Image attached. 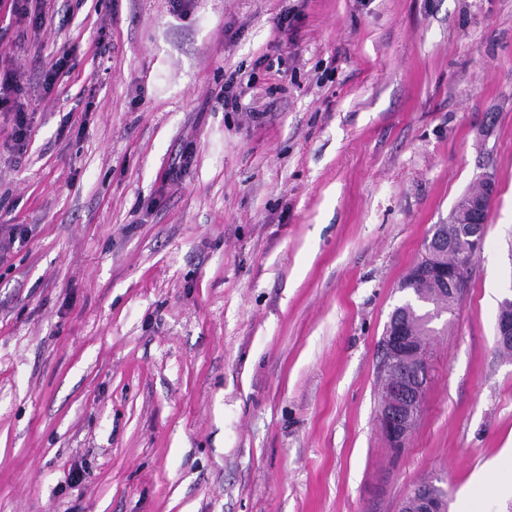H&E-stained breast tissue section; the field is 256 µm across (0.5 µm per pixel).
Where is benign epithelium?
Returning a JSON list of instances; mask_svg holds the SVG:
<instances>
[{"mask_svg":"<svg viewBox=\"0 0 512 512\" xmlns=\"http://www.w3.org/2000/svg\"><path fill=\"white\" fill-rule=\"evenodd\" d=\"M483 195L478 200L468 199L457 208L464 216L470 211L487 212L485 200L493 198L496 183L492 175L480 177ZM485 241V222L474 221L457 225V234L447 238L448 263L443 265L437 254L427 253L426 262L415 264L407 278L438 283L448 297L460 302L466 292L464 283L458 278V268L479 254ZM496 340L502 347L512 346V297L500 304L496 322ZM382 351L388 361L412 359L422 362L423 375L387 385L382 390L378 421L380 428L392 448H404L421 411L428 375L425 342H413L410 333L403 327L387 330L382 337Z\"/></svg>","mask_w":512,"mask_h":512,"instance_id":"1","label":"benign epithelium"}]
</instances>
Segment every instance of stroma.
<instances>
[{
  "instance_id": "obj_1",
  "label": "stroma",
  "mask_w": 512,
  "mask_h": 512,
  "mask_svg": "<svg viewBox=\"0 0 512 512\" xmlns=\"http://www.w3.org/2000/svg\"><path fill=\"white\" fill-rule=\"evenodd\" d=\"M10 4L0 72L30 131L14 148L0 109V229H21L0 251V512H399L435 478L449 512H512V0H37L39 27ZM237 69L257 77L232 111ZM485 173L484 248L396 454L398 284ZM496 340L502 347L512 346V292L500 304L496 322Z\"/></svg>"
}]
</instances>
